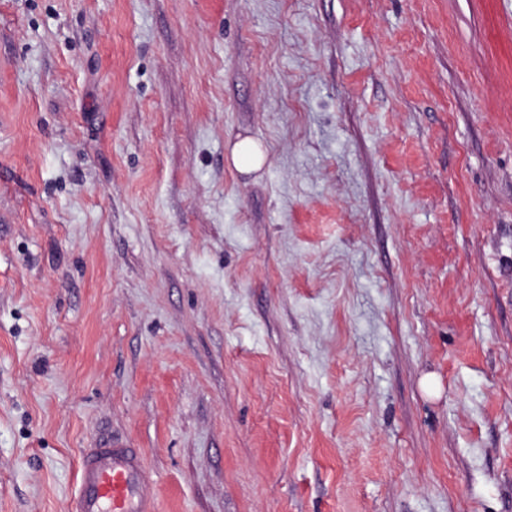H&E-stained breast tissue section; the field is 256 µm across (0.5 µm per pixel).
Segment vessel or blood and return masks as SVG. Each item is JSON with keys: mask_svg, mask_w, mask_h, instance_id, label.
Here are the masks:
<instances>
[{"mask_svg": "<svg viewBox=\"0 0 512 512\" xmlns=\"http://www.w3.org/2000/svg\"><path fill=\"white\" fill-rule=\"evenodd\" d=\"M73 512H156L139 452L112 436L84 449Z\"/></svg>", "mask_w": 512, "mask_h": 512, "instance_id": "obj_1", "label": "vessel or blood"}]
</instances>
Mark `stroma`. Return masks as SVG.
<instances>
[{"mask_svg":"<svg viewBox=\"0 0 512 512\" xmlns=\"http://www.w3.org/2000/svg\"><path fill=\"white\" fill-rule=\"evenodd\" d=\"M108 433L157 512H512V0H0V512ZM231 157L236 168H243L246 171L257 170L265 162V153L249 139L237 143L231 152Z\"/></svg>","mask_w":512,"mask_h":512,"instance_id":"stroma-1","label":"stroma"}]
</instances>
